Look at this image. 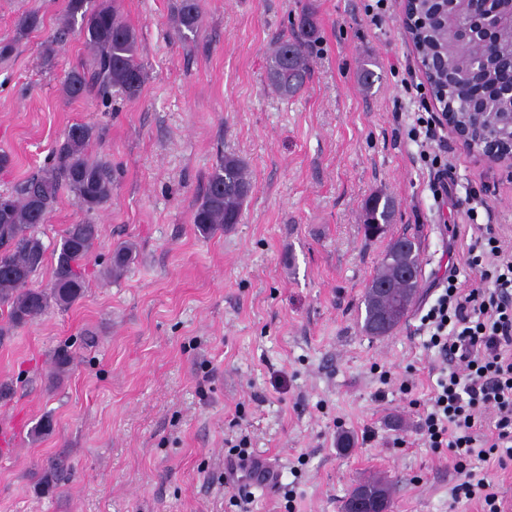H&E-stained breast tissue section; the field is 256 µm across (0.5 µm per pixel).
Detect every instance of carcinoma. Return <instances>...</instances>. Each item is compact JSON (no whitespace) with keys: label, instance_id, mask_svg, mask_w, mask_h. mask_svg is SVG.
Returning <instances> with one entry per match:
<instances>
[{"label":"carcinoma","instance_id":"cac0c4a2","mask_svg":"<svg viewBox=\"0 0 512 512\" xmlns=\"http://www.w3.org/2000/svg\"><path fill=\"white\" fill-rule=\"evenodd\" d=\"M415 9L425 24L414 36L421 47L419 57L435 98L447 112L457 115L460 125L476 128L479 138L484 127L497 119L493 133L507 130L512 114V30L503 28L487 42L465 51L456 30L447 26L435 0H416ZM202 23L199 0H179L174 14L176 35L190 41ZM42 18L25 13L16 35L0 41V58L12 56L20 40L38 30ZM302 35L282 37L273 42L268 54L267 79L282 98L293 97L311 75V48L317 28L308 18L301 21ZM78 35L91 51V60L71 69L62 83L65 98L77 100L93 89H112L128 100L136 99L146 81L135 30L108 0H67L59 20L56 40ZM99 130L87 123L71 125L53 150L51 165L0 193V344L18 327L33 323L51 308L70 309L87 291L86 265L100 239L99 225L89 221L70 224L60 243L53 248L54 265L47 284L31 287L34 275L44 267L48 246L38 228L47 223L66 186L76 205L87 213L97 212L112 198V166L89 153ZM252 191L246 163L234 154L219 157L209 174L202 195L192 204L191 222L210 234L228 224L239 223L242 205ZM394 204L390 197L375 195L365 204V231L370 236L391 223ZM135 244L129 240L112 248L107 275L117 280L133 263ZM419 247L412 237L397 238L384 254L375 276L365 291L363 331L379 336L380 322L394 307L407 316L419 285ZM360 487L391 502L392 484L381 476L358 481Z\"/></svg>","mask_w":512,"mask_h":512}]
</instances>
